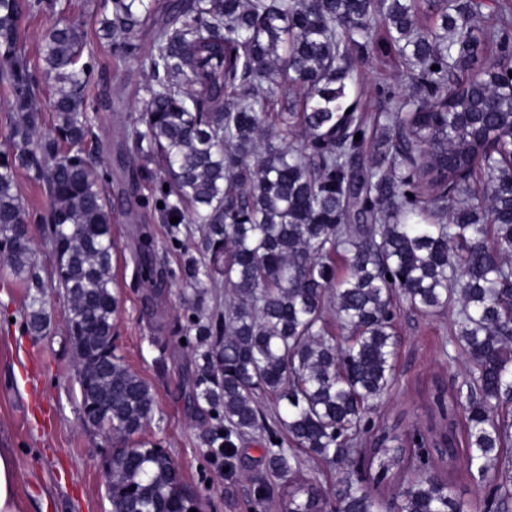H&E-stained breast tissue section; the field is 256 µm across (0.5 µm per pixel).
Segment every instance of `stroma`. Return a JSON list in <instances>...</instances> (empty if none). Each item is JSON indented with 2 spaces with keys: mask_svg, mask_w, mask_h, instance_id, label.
<instances>
[{
  "mask_svg": "<svg viewBox=\"0 0 512 512\" xmlns=\"http://www.w3.org/2000/svg\"><path fill=\"white\" fill-rule=\"evenodd\" d=\"M98 0H61L62 13L24 16L19 37L30 61H37V37L59 16L76 21L97 62L95 91L102 104L93 115L94 161L108 167L114 205L112 273L119 298L112 344L129 368L152 388L156 409L145 429L180 467L204 512H277L279 481L268 471L265 449L256 441L240 447L231 467L214 460L204 442L213 420L206 407L189 404L195 361L186 344L191 304L179 281L169 278L179 253L165 224L150 210L132 209L125 197L137 179V165L121 127L141 107L145 77L137 59L114 68L112 44L97 33ZM154 235L155 268L165 279L141 277L137 265L143 225ZM47 332L29 335L24 327L27 290L8 266L0 264V448L14 458L18 492L25 512H112L106 468L112 442L87 424L67 344V303L57 289L46 291ZM452 313L426 317L398 302L395 388L378 410L386 425L408 428L426 419L427 392L434 379L460 384L466 357L449 345ZM273 495L260 499L259 490Z\"/></svg>",
  "mask_w": 512,
  "mask_h": 512,
  "instance_id": "stroma-1",
  "label": "stroma"
}]
</instances>
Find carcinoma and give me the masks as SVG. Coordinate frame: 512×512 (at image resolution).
I'll return each mask as SVG.
<instances>
[{
	"instance_id": "carcinoma-1",
	"label": "carcinoma",
	"mask_w": 512,
	"mask_h": 512,
	"mask_svg": "<svg viewBox=\"0 0 512 512\" xmlns=\"http://www.w3.org/2000/svg\"><path fill=\"white\" fill-rule=\"evenodd\" d=\"M57 0H0V80L10 89L0 152V252L30 296L26 326H49L45 281L25 232L45 226L59 256L54 287L82 379L84 420L112 435V512H189L196 494L167 452L141 435L149 384L99 337L112 335L108 173L86 152L96 60L76 22L41 37L30 66L25 14ZM115 63L138 58L149 80L124 125L153 186L136 197L169 225L181 279L204 303L224 283V311L193 308V394L215 413L207 436L227 460L247 438L283 480L280 512H327L329 493L302 458L348 462L338 512H509L512 507V0H101ZM492 9L496 23L476 21ZM153 26L151 49L137 42ZM403 68L412 91L356 82L357 63ZM438 69H432V66ZM482 70L486 88L469 81ZM48 88L52 126L37 99ZM384 112L371 121L362 98ZM360 140H355L356 134ZM25 171L45 187L32 218ZM163 207H158V203ZM173 217L178 223H170ZM199 236L194 255L183 238ZM153 248L142 230L140 271ZM424 316L455 311L448 343L467 356L463 382L428 392L429 424L400 434L376 420L394 384L393 302ZM332 313L343 341L329 332ZM275 400L273 417L258 395ZM465 469L488 491L460 497ZM399 487L388 500L384 492Z\"/></svg>"
}]
</instances>
